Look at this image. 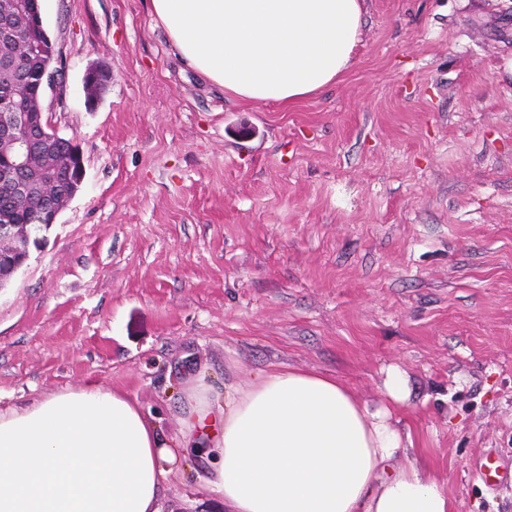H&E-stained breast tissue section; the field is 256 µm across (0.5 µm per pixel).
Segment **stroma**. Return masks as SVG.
I'll return each instance as SVG.
<instances>
[{
	"label": "stroma",
	"instance_id": "35a3bbf8",
	"mask_svg": "<svg viewBox=\"0 0 512 512\" xmlns=\"http://www.w3.org/2000/svg\"><path fill=\"white\" fill-rule=\"evenodd\" d=\"M363 10L349 69L283 107L197 76L149 0H44L85 176L0 289L1 409L93 379L175 441L198 377L315 370L372 406L396 367L457 512H512L478 474L512 465V0ZM210 478L181 457L160 512H223Z\"/></svg>",
	"mask_w": 512,
	"mask_h": 512
}]
</instances>
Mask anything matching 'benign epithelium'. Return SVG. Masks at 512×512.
I'll return each instance as SVG.
<instances>
[{
  "label": "benign epithelium",
  "mask_w": 512,
  "mask_h": 512,
  "mask_svg": "<svg viewBox=\"0 0 512 512\" xmlns=\"http://www.w3.org/2000/svg\"><path fill=\"white\" fill-rule=\"evenodd\" d=\"M32 14L28 0H0V41L8 47L0 71L12 78L9 92L0 96V195L16 208L38 196L53 225L72 198L60 196L61 162L75 143L52 127L44 106L46 89L63 81L62 70L45 68L34 74L19 66L20 58L56 53L42 32V21ZM12 213L0 211V288L25 265L37 234L31 224L13 223Z\"/></svg>",
  "instance_id": "1"
}]
</instances>
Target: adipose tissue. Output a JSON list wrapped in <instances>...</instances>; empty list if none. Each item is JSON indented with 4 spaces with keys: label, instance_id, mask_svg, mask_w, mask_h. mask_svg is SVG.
<instances>
[{
    "label": "adipose tissue",
    "instance_id": "ef3b65f1",
    "mask_svg": "<svg viewBox=\"0 0 512 512\" xmlns=\"http://www.w3.org/2000/svg\"><path fill=\"white\" fill-rule=\"evenodd\" d=\"M187 66L236 98L291 106L351 63L361 0H150ZM369 409L338 377L272 369L223 402L200 396L181 445L96 381L0 409V512H158L179 448L204 450L230 512H454L393 421L399 369Z\"/></svg>",
    "mask_w": 512,
    "mask_h": 512
}]
</instances>
